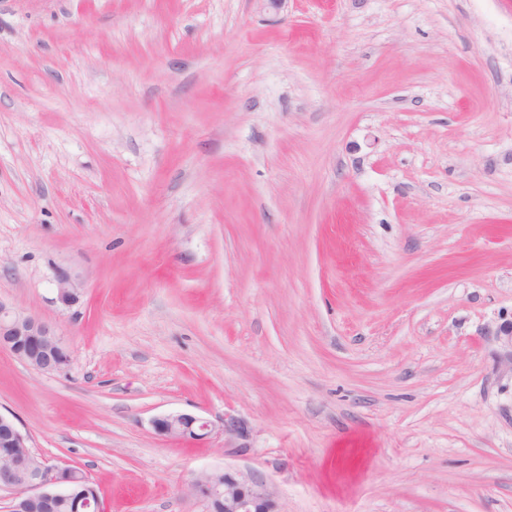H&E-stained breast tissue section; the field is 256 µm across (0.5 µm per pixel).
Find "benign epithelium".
<instances>
[{
  "instance_id": "7a95c632",
  "label": "benign epithelium",
  "mask_w": 512,
  "mask_h": 512,
  "mask_svg": "<svg viewBox=\"0 0 512 512\" xmlns=\"http://www.w3.org/2000/svg\"><path fill=\"white\" fill-rule=\"evenodd\" d=\"M54 302L71 307L78 302V288L71 277L60 272L55 277ZM64 342L55 326L15 309L0 300V348L46 374H56L63 365L72 363V355L63 349ZM156 433L176 438L204 439L218 432L241 435L243 426L233 417L219 423L188 413H168L151 421ZM0 446L25 448L27 439L14 420L0 414ZM73 468L42 463L31 469L21 458H0V489L13 494L9 512H24L25 503H51L69 492ZM196 498L209 506L220 503L223 512H278L272 494L263 484L251 481L238 472L224 470L216 475L203 471L191 485Z\"/></svg>"
}]
</instances>
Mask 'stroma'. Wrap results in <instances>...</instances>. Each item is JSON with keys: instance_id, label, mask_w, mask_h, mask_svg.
Returning a JSON list of instances; mask_svg holds the SVG:
<instances>
[{"instance_id": "35a3bbf8", "label": "stroma", "mask_w": 512, "mask_h": 512, "mask_svg": "<svg viewBox=\"0 0 512 512\" xmlns=\"http://www.w3.org/2000/svg\"><path fill=\"white\" fill-rule=\"evenodd\" d=\"M0 299L73 355L0 413L105 512H512V0H0ZM55 298L54 302L63 307H72L78 302V288L71 277L60 272L55 277ZM156 433L176 438L204 439L221 433L229 436L242 435L243 426L233 417L224 416L218 424L188 413H168L155 417L151 421ZM196 498L202 501L207 512L211 503H220V512H280L272 494L263 484L251 481L238 472L224 469L216 475L203 471L191 485Z\"/></svg>"}]
</instances>
